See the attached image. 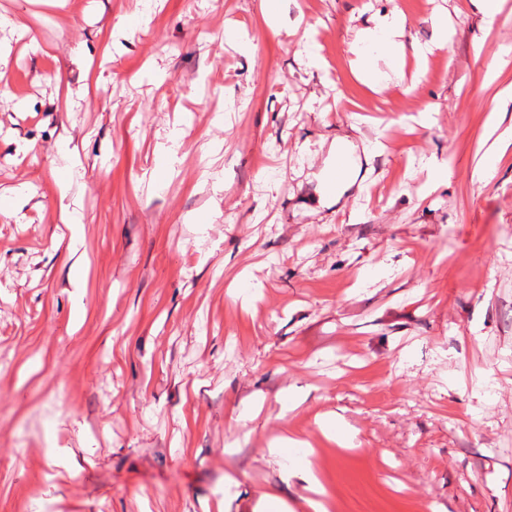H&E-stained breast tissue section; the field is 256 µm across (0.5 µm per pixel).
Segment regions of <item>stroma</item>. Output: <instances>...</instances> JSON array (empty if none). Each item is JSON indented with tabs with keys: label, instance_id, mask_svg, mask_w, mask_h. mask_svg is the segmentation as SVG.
Returning a JSON list of instances; mask_svg holds the SVG:
<instances>
[{
	"label": "stroma",
	"instance_id": "obj_1",
	"mask_svg": "<svg viewBox=\"0 0 512 512\" xmlns=\"http://www.w3.org/2000/svg\"><path fill=\"white\" fill-rule=\"evenodd\" d=\"M363 2L0 0V512H305L308 456L329 512H512V0H371L456 31L377 92Z\"/></svg>",
	"mask_w": 512,
	"mask_h": 512
}]
</instances>
